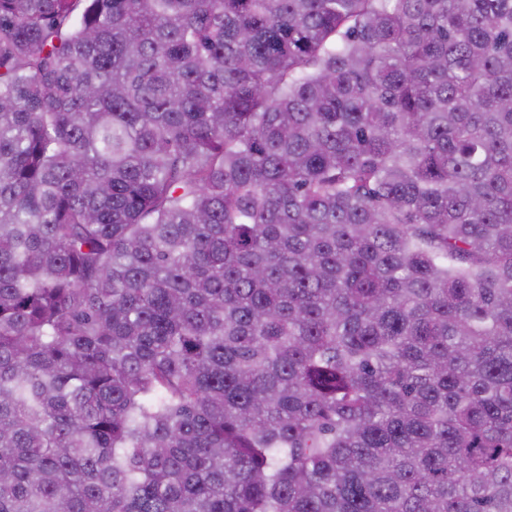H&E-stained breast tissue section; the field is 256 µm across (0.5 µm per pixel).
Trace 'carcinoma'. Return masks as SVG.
I'll use <instances>...</instances> for the list:
<instances>
[{"mask_svg": "<svg viewBox=\"0 0 512 512\" xmlns=\"http://www.w3.org/2000/svg\"><path fill=\"white\" fill-rule=\"evenodd\" d=\"M0 512H512V0H0Z\"/></svg>", "mask_w": 512, "mask_h": 512, "instance_id": "obj_1", "label": "carcinoma"}]
</instances>
